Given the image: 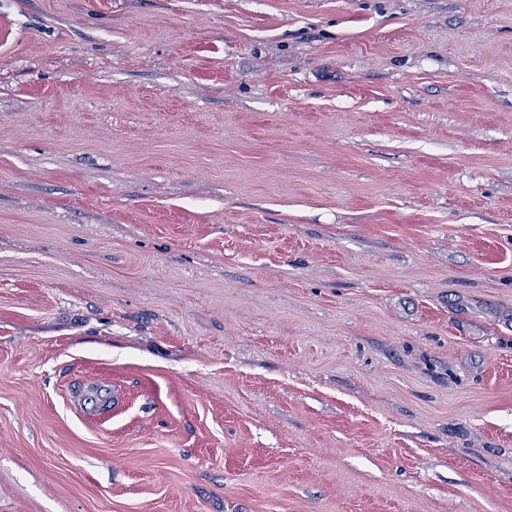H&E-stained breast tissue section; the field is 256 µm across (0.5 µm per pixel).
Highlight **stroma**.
<instances>
[{"mask_svg": "<svg viewBox=\"0 0 512 512\" xmlns=\"http://www.w3.org/2000/svg\"><path fill=\"white\" fill-rule=\"evenodd\" d=\"M0 512H512V0H0Z\"/></svg>", "mask_w": 512, "mask_h": 512, "instance_id": "1", "label": "stroma"}]
</instances>
